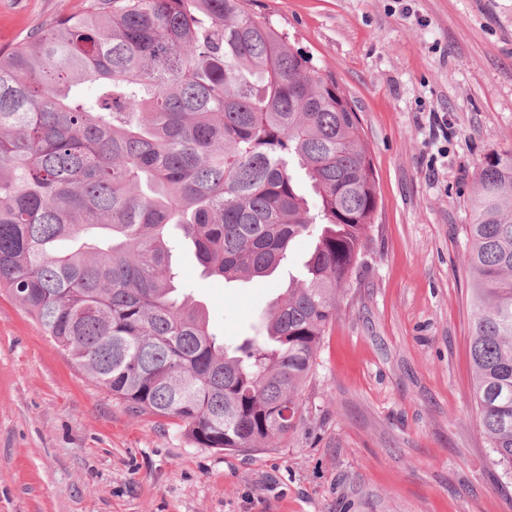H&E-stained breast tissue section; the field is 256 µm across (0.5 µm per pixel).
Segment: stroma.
Here are the masks:
<instances>
[{"label":"stroma","instance_id":"1","mask_svg":"<svg viewBox=\"0 0 512 512\" xmlns=\"http://www.w3.org/2000/svg\"><path fill=\"white\" fill-rule=\"evenodd\" d=\"M87 0H0V48ZM358 112L380 193L357 286L340 299L281 447H197L130 414L0 291V512H512L471 391L464 227L479 166L512 148V0H249ZM286 271L172 263L225 339L252 335Z\"/></svg>","mask_w":512,"mask_h":512}]
</instances>
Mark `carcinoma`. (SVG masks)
<instances>
[{"label":"carcinoma","mask_w":512,"mask_h":512,"mask_svg":"<svg viewBox=\"0 0 512 512\" xmlns=\"http://www.w3.org/2000/svg\"><path fill=\"white\" fill-rule=\"evenodd\" d=\"M336 90L245 0H89L0 49V288L131 414L200 448L281 447L377 220ZM470 210L472 393L511 474L512 148L485 157ZM174 228L226 283L313 247L259 335L228 345L177 286Z\"/></svg>","instance_id":"cac0c4a2"}]
</instances>
